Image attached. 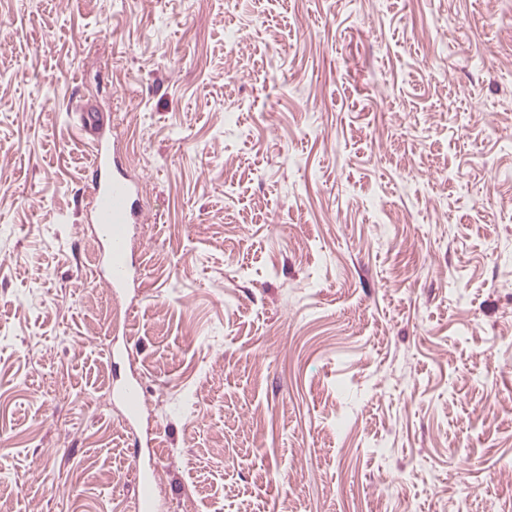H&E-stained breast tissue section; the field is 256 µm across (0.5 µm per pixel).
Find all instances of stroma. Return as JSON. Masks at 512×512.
Here are the masks:
<instances>
[{"instance_id": "obj_1", "label": "stroma", "mask_w": 512, "mask_h": 512, "mask_svg": "<svg viewBox=\"0 0 512 512\" xmlns=\"http://www.w3.org/2000/svg\"><path fill=\"white\" fill-rule=\"evenodd\" d=\"M82 105L141 180L116 302ZM139 466L160 512H512V0H0V512ZM116 394L124 404L129 417H134L140 412L144 396L139 381L126 382L116 390Z\"/></svg>"}]
</instances>
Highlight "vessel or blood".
Here are the masks:
<instances>
[{"instance_id": "vessel-or-blood-1", "label": "vessel or blood", "mask_w": 512, "mask_h": 512, "mask_svg": "<svg viewBox=\"0 0 512 512\" xmlns=\"http://www.w3.org/2000/svg\"><path fill=\"white\" fill-rule=\"evenodd\" d=\"M82 127L91 135L93 178L88 188L92 199V222L96 224L102 252L96 277L112 294H121L135 280V266L130 253V227L142 223L144 212L137 200V185L120 168L111 137L102 131L96 113L84 110ZM116 394L129 416H136L143 404L140 382L129 381ZM155 474L139 472L140 512H157L153 496Z\"/></svg>"}]
</instances>
